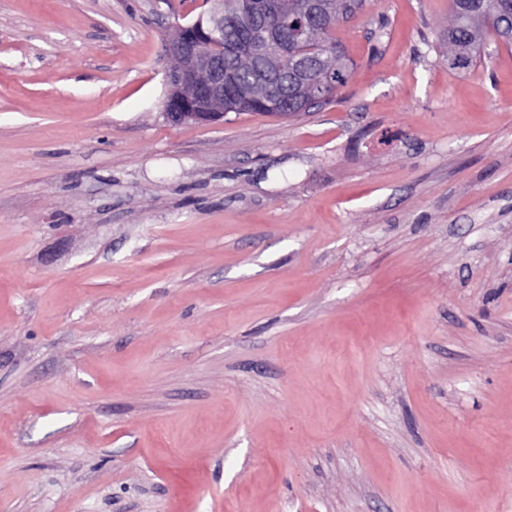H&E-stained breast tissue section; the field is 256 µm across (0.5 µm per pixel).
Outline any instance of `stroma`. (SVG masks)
I'll return each instance as SVG.
<instances>
[{"mask_svg": "<svg viewBox=\"0 0 512 512\" xmlns=\"http://www.w3.org/2000/svg\"><path fill=\"white\" fill-rule=\"evenodd\" d=\"M205 0H0V512H512V45L366 0L292 118L165 116Z\"/></svg>", "mask_w": 512, "mask_h": 512, "instance_id": "stroma-1", "label": "stroma"}]
</instances>
